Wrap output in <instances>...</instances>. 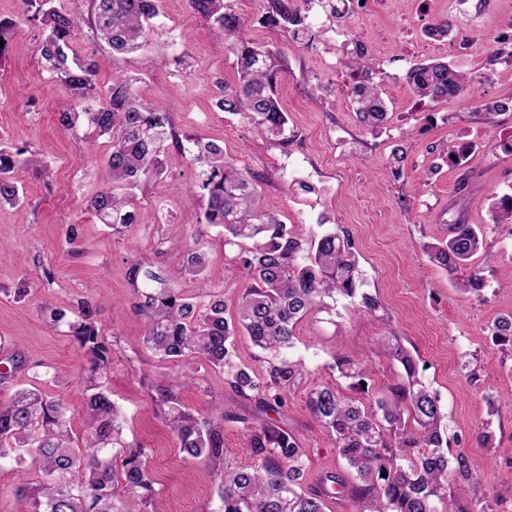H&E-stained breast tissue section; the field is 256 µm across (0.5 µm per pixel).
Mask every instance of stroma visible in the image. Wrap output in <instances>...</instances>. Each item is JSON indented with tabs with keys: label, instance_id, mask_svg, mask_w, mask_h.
Here are the masks:
<instances>
[{
	"label": "stroma",
	"instance_id": "obj_1",
	"mask_svg": "<svg viewBox=\"0 0 512 512\" xmlns=\"http://www.w3.org/2000/svg\"><path fill=\"white\" fill-rule=\"evenodd\" d=\"M228 2L247 19L248 37L286 61L278 95L289 117L288 144L217 109L216 83H235V57L224 35L189 0H162V14L140 52L113 54L85 25L73 43L93 62L99 85L119 74L137 78L144 101L163 107L179 140L217 142L226 156L259 172L264 202L282 221L321 223L353 243L359 288L378 308L363 311L358 300L340 297L299 323L288 358L295 376L273 415L305 450V490L314 489L324 473L347 474L333 436L309 411V393L325 386L347 391V380L333 368L335 358L344 356L364 369L370 399L386 395L402 378L400 365L381 349L394 336L417 359L421 379L439 393L451 450L465 452L470 478H451L450 486L464 487V501L483 499L494 512H512V348L496 345L491 336L493 323L512 315V234L494 228L490 212L494 200L512 194V155L503 149L512 140V62L498 57L494 43L512 20V0H469L472 25L453 0H430L424 17L413 0H384L379 9L358 6L337 18V28L357 27L384 74L388 120L379 129L366 127L353 103L328 91L324 60L341 62L353 49L327 43L323 12L308 10L311 35L295 41L284 29L261 24L266 0ZM0 18L18 26L0 64V143L27 148L48 166L42 176L19 171L21 204L0 207V341L6 344L0 359L18 354L27 363L11 386L0 388V400L14 389L37 387L66 402L73 433L82 436L88 358L64 328L49 324L41 308L50 303L71 311L78 301H90L112 344V363L101 383L121 409L123 438L149 454L162 512H218L220 475L183 460L152 387L181 378L179 396L189 410L208 415L223 408L224 464L234 469L259 465L241 419L259 422L263 416L206 361L174 365L142 348L145 324L133 311L126 272L131 258L146 254L173 275L185 251L200 248L209 257L208 280L223 293L231 320L246 287L235 262L239 249L225 245L220 229L199 235L191 214L206 201L191 192L200 168L174 149L161 180L136 189V221L123 236L93 218L89 200L112 185L108 139L83 127L66 132L57 126L55 111L71 92L42 68L37 27L22 0H0ZM443 18L453 34L468 35L469 49L450 52L447 38L439 37L433 51L414 53L413 42ZM434 61L472 75L463 94L440 102L415 97L408 70ZM492 102L508 109L490 121L483 106ZM462 142L476 149L456 165L448 155ZM399 150L405 160L397 166L393 155ZM460 213L484 230L472 259L482 281L466 292L457 286L458 274L431 263L423 249L446 238ZM71 224L82 227L73 243L66 238ZM22 285L28 293L20 298L15 291Z\"/></svg>",
	"mask_w": 512,
	"mask_h": 512
}]
</instances>
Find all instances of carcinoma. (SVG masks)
Returning a JSON list of instances; mask_svg holds the SVG:
<instances>
[{
	"instance_id": "1",
	"label": "carcinoma",
	"mask_w": 512,
	"mask_h": 512,
	"mask_svg": "<svg viewBox=\"0 0 512 512\" xmlns=\"http://www.w3.org/2000/svg\"><path fill=\"white\" fill-rule=\"evenodd\" d=\"M54 2L24 0L41 25L38 52L43 68L73 94V102L58 110L57 123L66 131L85 125L111 138L107 164L112 186L92 197L89 212L119 234L134 223L133 190L143 181L160 180L169 146L180 150L183 144L173 138L168 114L140 98L134 79L117 75L107 86L96 84L92 62L73 49L79 12L59 9ZM267 3L261 22L290 30L296 38L307 33L297 0ZM190 4L231 39L237 58V80L224 88L217 108L288 144V115L277 92L287 70L281 53L249 39L245 18L224 0ZM160 15V0H90L94 36L118 54L139 50L146 28ZM14 32V21L0 18V59ZM345 66L366 74L355 99L356 112L362 123L379 127L387 119L380 83L374 81L380 70L362 50ZM407 81L419 99L446 101L461 95L473 77L446 62H432L413 66ZM191 153L202 167L198 188L207 198L196 222L223 229L224 245L242 249L237 260L248 285L233 322L224 316V298L209 291L206 253L188 251L178 269V278L197 283L195 297L178 288V278L155 269L149 256L136 257L127 277L134 292L133 310L146 324L143 346L161 361L204 359L223 371L239 394L255 393L257 410L266 412L282 406L283 392L295 374L288 353L294 348L297 324L327 298L355 297L358 258L346 236L305 224L288 225L265 208L262 177L241 170L224 156L220 144L195 141ZM24 154L22 149L0 147V205L20 203L18 169L43 170L39 159ZM492 220L496 226L512 224V205L494 203ZM482 243L479 227L457 220L450 225L448 239L427 244L425 252L431 262L453 273L470 265ZM67 326L89 362L83 439L73 436L62 400L36 387L19 388L0 401V460L20 451L32 455L42 478L33 482L22 477L16 492L33 501L35 512H142L155 501L156 490L144 448L122 440L120 411L96 381L112 362L110 343L97 328L96 308L81 303ZM238 335L249 337L269 356L266 381L253 378L239 361ZM492 339L512 347L511 315L494 323ZM383 352L400 363L404 376L389 387L390 396L376 401V408L348 399L334 387L314 389L308 397L313 417L334 437L338 454L351 469L355 484L350 497L357 512H466L460 505L464 489L448 490L447 415L439 394L418 377V364L400 341L383 342ZM335 367L340 377L351 380L350 387L362 388L364 371L355 361L338 357ZM155 391V402L169 408L168 425L184 459L222 477L221 512H324L323 490L302 488L305 452L288 430L270 422L250 428L249 445L262 464L228 470L224 412L205 416L184 410L172 383L158 385Z\"/></svg>"
}]
</instances>
